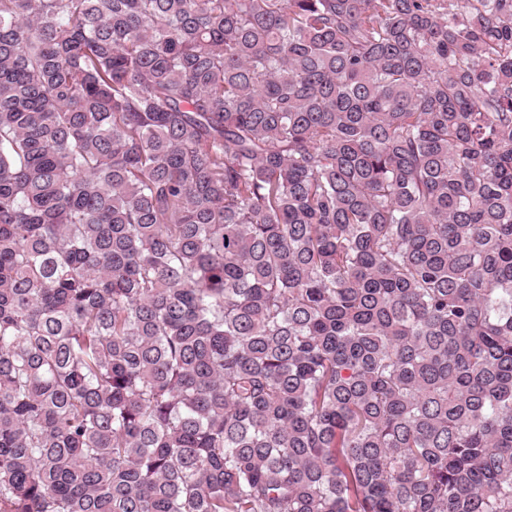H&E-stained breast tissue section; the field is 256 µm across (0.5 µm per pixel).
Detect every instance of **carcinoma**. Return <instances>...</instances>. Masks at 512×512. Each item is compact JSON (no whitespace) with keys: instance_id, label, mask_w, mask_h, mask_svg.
Here are the masks:
<instances>
[{"instance_id":"1","label":"carcinoma","mask_w":512,"mask_h":512,"mask_svg":"<svg viewBox=\"0 0 512 512\" xmlns=\"http://www.w3.org/2000/svg\"><path fill=\"white\" fill-rule=\"evenodd\" d=\"M0 512H512V0H0Z\"/></svg>"}]
</instances>
